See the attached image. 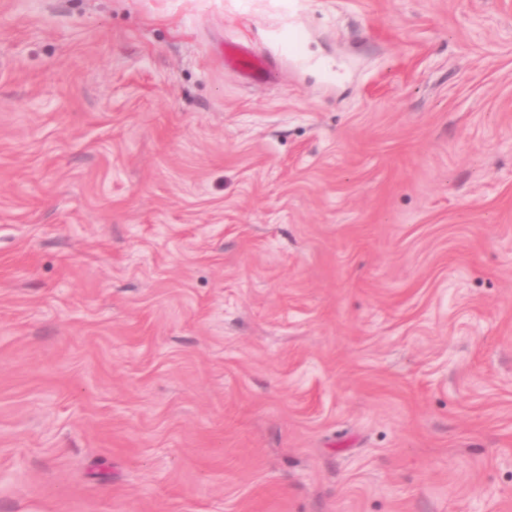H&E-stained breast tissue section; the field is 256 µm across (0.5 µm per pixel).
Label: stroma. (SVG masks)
Masks as SVG:
<instances>
[{"instance_id": "obj_1", "label": "stroma", "mask_w": 512, "mask_h": 512, "mask_svg": "<svg viewBox=\"0 0 512 512\" xmlns=\"http://www.w3.org/2000/svg\"><path fill=\"white\" fill-rule=\"evenodd\" d=\"M0 512H512V0H0ZM225 57L230 63L257 80L267 77L265 62L242 44L229 45Z\"/></svg>"}]
</instances>
